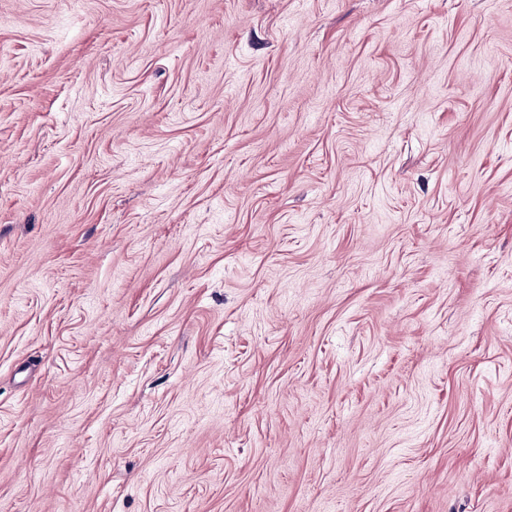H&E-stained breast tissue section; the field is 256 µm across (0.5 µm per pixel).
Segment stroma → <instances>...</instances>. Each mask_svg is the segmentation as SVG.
Instances as JSON below:
<instances>
[{"instance_id":"stroma-1","label":"stroma","mask_w":512,"mask_h":512,"mask_svg":"<svg viewBox=\"0 0 512 512\" xmlns=\"http://www.w3.org/2000/svg\"><path fill=\"white\" fill-rule=\"evenodd\" d=\"M0 512H512V0H0Z\"/></svg>"}]
</instances>
